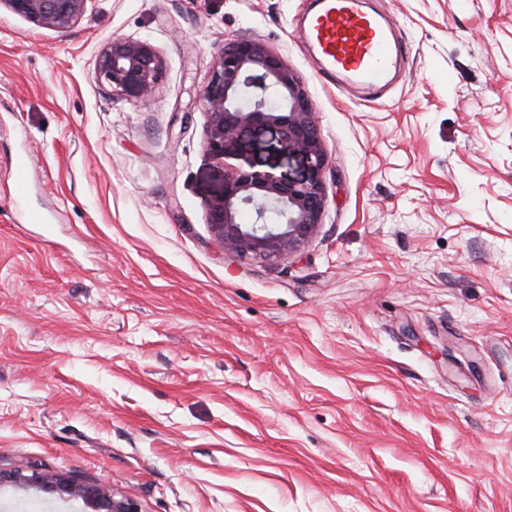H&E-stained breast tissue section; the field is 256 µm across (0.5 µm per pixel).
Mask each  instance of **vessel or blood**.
<instances>
[{
  "instance_id": "1",
  "label": "vessel or blood",
  "mask_w": 512,
  "mask_h": 512,
  "mask_svg": "<svg viewBox=\"0 0 512 512\" xmlns=\"http://www.w3.org/2000/svg\"><path fill=\"white\" fill-rule=\"evenodd\" d=\"M304 37L321 60L352 82L375 88L396 72L399 50L387 19L361 0H316Z\"/></svg>"
}]
</instances>
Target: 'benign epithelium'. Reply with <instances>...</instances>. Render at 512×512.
<instances>
[{"label":"benign epithelium","mask_w":512,"mask_h":512,"mask_svg":"<svg viewBox=\"0 0 512 512\" xmlns=\"http://www.w3.org/2000/svg\"><path fill=\"white\" fill-rule=\"evenodd\" d=\"M27 20L59 32L69 30L88 0H0ZM100 78L114 95H151L162 62L147 40L115 37L97 63ZM206 114L205 150L224 167V187L208 202L207 219L224 251L241 258L279 261L304 246L322 224L328 156L309 93L276 49L240 36L218 49L207 83L198 95ZM267 126L285 150L302 157L297 178L252 171L232 163L240 133ZM251 219H242L245 212ZM35 488L59 498L80 499L92 512H141L132 498H117L97 483H77L44 468L0 469V487Z\"/></svg>","instance_id":"7a95c632"}]
</instances>
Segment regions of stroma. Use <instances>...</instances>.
<instances>
[{"label":"stroma","mask_w":512,"mask_h":512,"mask_svg":"<svg viewBox=\"0 0 512 512\" xmlns=\"http://www.w3.org/2000/svg\"><path fill=\"white\" fill-rule=\"evenodd\" d=\"M365 3L405 48L378 93L308 50L312 0H90L63 33L0 8L1 469L142 512H512V0ZM117 36L161 56L150 97L102 83ZM239 36L329 159L319 233L273 265L207 222L196 96ZM238 149L303 171L273 128ZM23 503L82 510L0 488ZM3 485L40 489L58 498L80 499L93 509L92 512H142L132 498H116L97 483H77L65 475L39 467L25 471L0 469V488Z\"/></svg>","instance_id":"1"}]
</instances>
